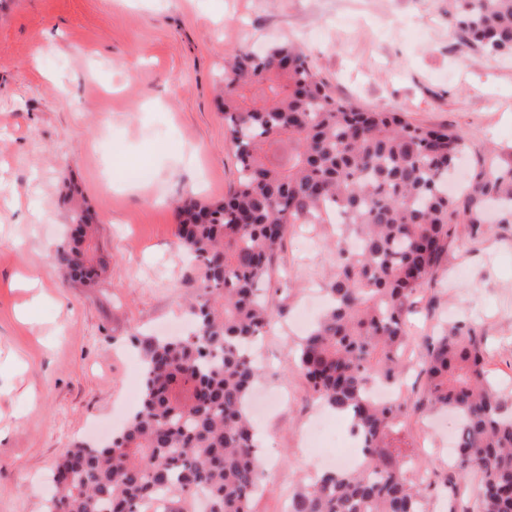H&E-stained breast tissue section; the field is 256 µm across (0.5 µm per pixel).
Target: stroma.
Segmentation results:
<instances>
[{
	"mask_svg": "<svg viewBox=\"0 0 512 512\" xmlns=\"http://www.w3.org/2000/svg\"><path fill=\"white\" fill-rule=\"evenodd\" d=\"M447 11V0H0V512H43L59 457L135 410L141 338L175 335L185 319L200 270L176 252L175 202L221 199L236 179L217 94L225 57L304 47L333 97L455 131L464 179L487 147H512V60L460 47ZM135 167L149 179L128 182ZM76 198L110 257L91 288L55 260ZM337 230L297 225L276 259L259 381L287 401L256 422L269 480L253 512H287L337 451L332 437L304 445L328 411L295 364L292 327L309 288L324 286ZM422 299L401 398L415 400L423 342L454 308L486 336L489 376L512 409V224L458 225ZM451 425L415 413L400 438L443 473Z\"/></svg>",
	"mask_w": 512,
	"mask_h": 512,
	"instance_id": "35a3bbf8",
	"label": "stroma"
}]
</instances>
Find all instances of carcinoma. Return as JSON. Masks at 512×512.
I'll list each match as a JSON object with an SVG mask.
<instances>
[{"instance_id": "cac0c4a2", "label": "carcinoma", "mask_w": 512, "mask_h": 512, "mask_svg": "<svg viewBox=\"0 0 512 512\" xmlns=\"http://www.w3.org/2000/svg\"><path fill=\"white\" fill-rule=\"evenodd\" d=\"M448 24L459 44L512 57V0H448ZM222 96L235 185L222 199L176 207L177 248L201 267L192 329L141 340L139 408L109 444L65 451L45 512H141L159 494L199 490L208 512H253L266 485L248 418L259 368L240 346L273 323L260 285L271 283L288 232L324 223L330 206L343 219L324 281L330 306L295 361L312 395L350 420L362 463L320 474L288 512H422L426 494L472 490L470 512H512V413L485 374V336L466 318L426 341L425 387L412 404L369 396L375 384L404 383L407 321L447 256L450 225H479L491 208L512 224V156L484 152L468 184L448 192L465 151L459 135L333 98L295 45L237 54L224 64ZM72 226L57 263L89 286L108 260L92 249L96 225L84 210ZM427 411L458 419L456 464L419 479L393 434Z\"/></svg>"}]
</instances>
